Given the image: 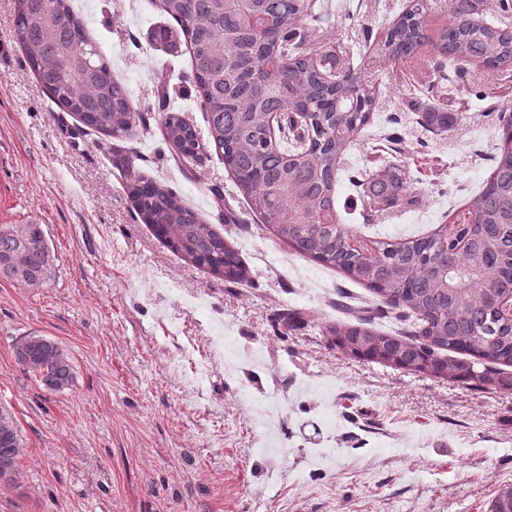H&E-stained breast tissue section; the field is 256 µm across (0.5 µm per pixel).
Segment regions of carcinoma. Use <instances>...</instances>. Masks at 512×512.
<instances>
[{
	"label": "carcinoma",
	"mask_w": 512,
	"mask_h": 512,
	"mask_svg": "<svg viewBox=\"0 0 512 512\" xmlns=\"http://www.w3.org/2000/svg\"><path fill=\"white\" fill-rule=\"evenodd\" d=\"M486 0H449L448 24L435 39L440 72L475 59L492 69L512 67V30L475 17ZM175 28L153 34L159 47L186 46L191 80L206 114L208 139L235 177L244 203L272 226L297 254L332 268L376 296L386 308L364 309L358 324L336 333L354 334L372 323L373 314L396 312L405 328L375 330L352 350L358 359L439 376L454 362V380L481 386L495 376L512 378V322L500 317L495 294L512 293V116L502 124L501 144L492 172L465 214L483 226L469 249L435 269L429 256L433 236L391 243L376 240L362 250L350 245L355 232L336 221L338 172L353 170L344 160L374 109L373 93L360 84L333 79L317 62L305 31L292 21L305 0H262L267 28L257 30L245 0H152ZM426 0L410 4L388 30L384 47L392 59L408 57L427 36ZM14 36L39 84L64 112L87 129L109 138L133 127L130 93L112 78L103 56L93 66L80 48L87 30L70 0H16ZM304 115L305 141L291 131L293 115ZM288 115L284 150L270 147L268 120ZM433 131L454 122L439 106L423 113ZM160 129L177 165L201 162L208 145L179 112L161 115ZM115 166L143 223L189 263L228 283L248 277L237 252L209 224L200 221L172 190L140 174L120 155ZM410 173L385 162L349 176L364 207L393 206L403 199ZM54 255L40 224L0 226V279L40 288L51 274ZM22 370L43 388L59 392L73 384L74 369L55 343L26 336L14 348ZM21 439L10 410L0 406V457L17 461Z\"/></svg>",
	"instance_id": "1"
}]
</instances>
